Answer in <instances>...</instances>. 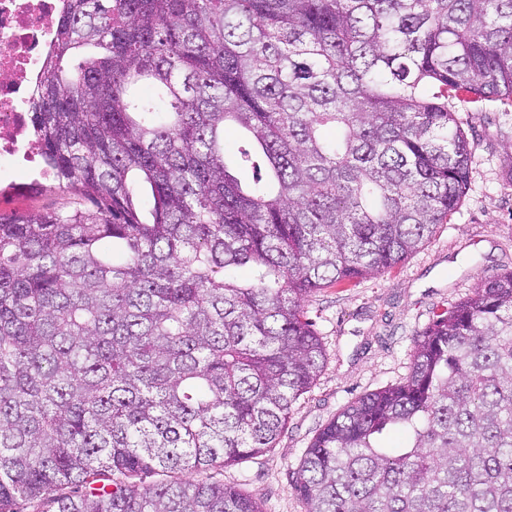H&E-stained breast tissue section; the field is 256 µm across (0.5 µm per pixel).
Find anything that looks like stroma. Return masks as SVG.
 <instances>
[{
  "instance_id": "obj_1",
  "label": "stroma",
  "mask_w": 512,
  "mask_h": 512,
  "mask_svg": "<svg viewBox=\"0 0 512 512\" xmlns=\"http://www.w3.org/2000/svg\"><path fill=\"white\" fill-rule=\"evenodd\" d=\"M456 114L472 164L448 222L381 277L334 284L313 296L305 310L327 349L320 376L295 406L274 451L206 473L255 499L263 512H305L294 485L317 432L358 397L403 381L413 338L433 316L512 269V107L484 100ZM74 200L50 181L38 193L1 195L0 214L66 209Z\"/></svg>"
}]
</instances>
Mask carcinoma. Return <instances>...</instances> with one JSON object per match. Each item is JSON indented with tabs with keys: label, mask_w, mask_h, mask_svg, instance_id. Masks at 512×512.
Returning a JSON list of instances; mask_svg holds the SVG:
<instances>
[{
	"label": "carcinoma",
	"mask_w": 512,
	"mask_h": 512,
	"mask_svg": "<svg viewBox=\"0 0 512 512\" xmlns=\"http://www.w3.org/2000/svg\"><path fill=\"white\" fill-rule=\"evenodd\" d=\"M465 92L512 107V0H60L29 112L85 202L0 215V512H263L181 474L276 447L326 363L305 304L448 221ZM295 490L512 512L511 269L317 432Z\"/></svg>",
	"instance_id": "obj_1"
}]
</instances>
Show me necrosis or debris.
<instances>
[{
	"label": "necrosis or debris",
	"instance_id": "4bbe7bcc",
	"mask_svg": "<svg viewBox=\"0 0 512 512\" xmlns=\"http://www.w3.org/2000/svg\"><path fill=\"white\" fill-rule=\"evenodd\" d=\"M59 0H0V185L30 190L14 176L18 162H35L28 105L53 42Z\"/></svg>",
	"mask_w": 512,
	"mask_h": 512
}]
</instances>
